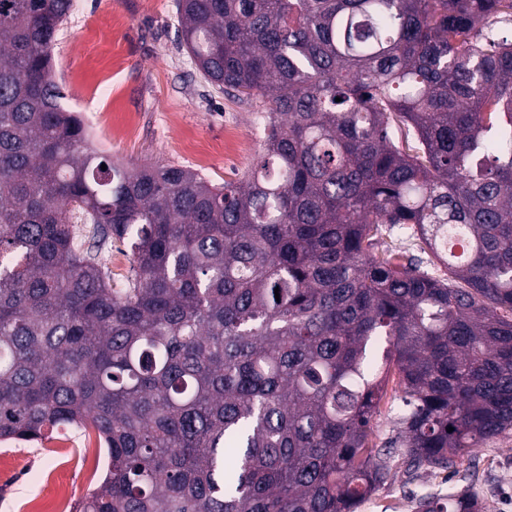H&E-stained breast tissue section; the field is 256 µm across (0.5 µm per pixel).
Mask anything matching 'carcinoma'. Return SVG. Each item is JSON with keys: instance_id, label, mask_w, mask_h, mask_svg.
<instances>
[{"instance_id": "carcinoma-1", "label": "carcinoma", "mask_w": 512, "mask_h": 512, "mask_svg": "<svg viewBox=\"0 0 512 512\" xmlns=\"http://www.w3.org/2000/svg\"><path fill=\"white\" fill-rule=\"evenodd\" d=\"M71 8L0 0V439L93 427L73 512H355L394 458L512 430V0H177L202 77L264 107L221 185L91 146L55 81ZM384 224L448 275L375 252ZM112 257V262H111ZM109 267L112 270V283L114 288L121 287L123 277L127 274L130 262L128 251L125 246L118 242L112 243V250L108 255ZM386 397L381 403L380 413L374 419V430L376 437H372L373 442L378 446L383 438L389 436L390 430L392 429V424L390 422V417L394 414L389 411V406L391 404L392 398L394 395H399L398 387L395 381V376L393 373L388 377V382L386 385Z\"/></svg>"}]
</instances>
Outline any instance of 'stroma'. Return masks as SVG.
I'll list each match as a JSON object with an SVG mask.
<instances>
[{
    "mask_svg": "<svg viewBox=\"0 0 512 512\" xmlns=\"http://www.w3.org/2000/svg\"><path fill=\"white\" fill-rule=\"evenodd\" d=\"M65 105L91 117V140L127 163L187 166L221 184L263 152L252 107L207 83L178 36L176 0H74L53 49ZM237 148L224 147L225 138ZM106 450L93 428H65L36 443L0 444V512L37 501L72 512L102 480ZM455 476L390 477L357 512H418L427 498L470 490L485 512H512V433L457 458Z\"/></svg>",
    "mask_w": 512,
    "mask_h": 512,
    "instance_id": "35a3bbf8",
    "label": "stroma"
}]
</instances>
